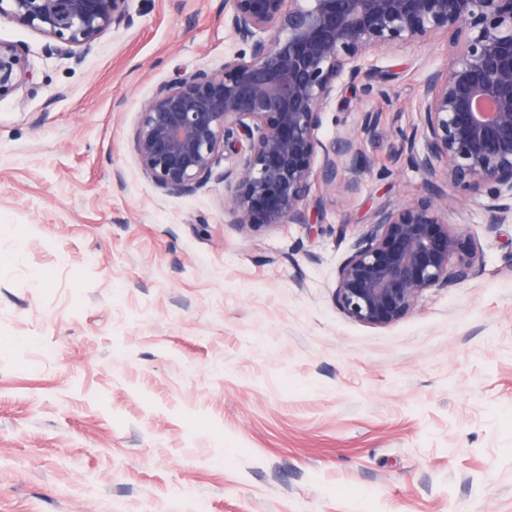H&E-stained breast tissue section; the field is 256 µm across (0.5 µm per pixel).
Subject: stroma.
Wrapping results in <instances>:
<instances>
[{
	"label": "stroma",
	"instance_id": "stroma-1",
	"mask_svg": "<svg viewBox=\"0 0 512 512\" xmlns=\"http://www.w3.org/2000/svg\"><path fill=\"white\" fill-rule=\"evenodd\" d=\"M127 9L79 61L0 20L33 74L0 99V512H512V220L459 203L481 272L388 326L335 302L375 208L425 191L401 136L444 46L369 55L388 96L326 106L356 193L243 229L222 182L167 193L133 142L159 85L243 52L222 0Z\"/></svg>",
	"mask_w": 512,
	"mask_h": 512
}]
</instances>
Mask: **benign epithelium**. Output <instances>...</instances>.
Wrapping results in <instances>:
<instances>
[{"label":"benign epithelium","instance_id":"benign-epithelium-1","mask_svg":"<svg viewBox=\"0 0 512 512\" xmlns=\"http://www.w3.org/2000/svg\"><path fill=\"white\" fill-rule=\"evenodd\" d=\"M126 2L0 0V19L82 58L130 24ZM224 21L249 52L157 88L134 135L143 173L178 195L224 182V214L242 228L308 224L314 185L351 194L370 168L352 136L318 137L341 83L369 95L368 53L441 39L448 66L424 77L419 123L402 142L431 193L374 212L336 270L335 300L354 321L384 327L427 290L475 276L480 259L448 213L462 194L481 200L491 229L512 218V0H224ZM30 80L23 49L0 41V97ZM227 146L237 163L221 171Z\"/></svg>","mask_w":512,"mask_h":512}]
</instances>
